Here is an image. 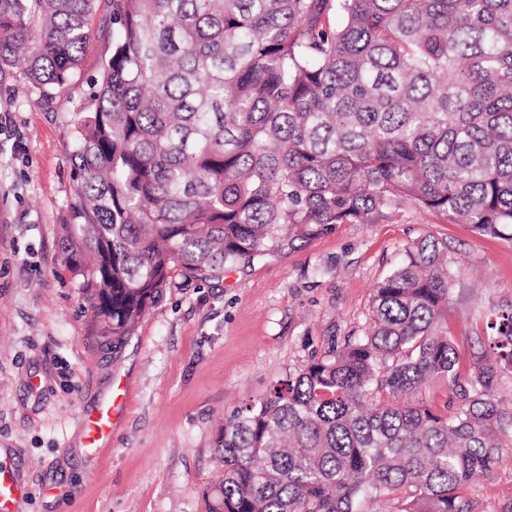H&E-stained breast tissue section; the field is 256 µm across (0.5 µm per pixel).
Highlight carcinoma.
Segmentation results:
<instances>
[{"label":"carcinoma","instance_id":"obj_1","mask_svg":"<svg viewBox=\"0 0 512 512\" xmlns=\"http://www.w3.org/2000/svg\"><path fill=\"white\" fill-rule=\"evenodd\" d=\"M102 7L61 239L100 340L133 335L175 270L218 277L395 205L512 239V0H0V74L52 98ZM450 277L446 245L415 243L363 336L227 418L208 512H474L512 451V311L462 375ZM433 379L452 413L414 399Z\"/></svg>","mask_w":512,"mask_h":512}]
</instances>
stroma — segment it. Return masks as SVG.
I'll return each instance as SVG.
<instances>
[{
	"instance_id": "35a3bbf8",
	"label": "stroma",
	"mask_w": 512,
	"mask_h": 512,
	"mask_svg": "<svg viewBox=\"0 0 512 512\" xmlns=\"http://www.w3.org/2000/svg\"><path fill=\"white\" fill-rule=\"evenodd\" d=\"M110 28L97 13L76 76L52 100L20 71L0 75V451L30 487L23 512H206L225 420L332 342L362 335L374 286L423 238L447 245L448 329L472 367L487 349L485 320L512 308V239L410 206L220 278L173 272L134 334L100 345L60 237L76 187L69 128ZM124 382L112 446L89 456L75 445L80 416ZM467 496L476 512L512 498V453Z\"/></svg>"
}]
</instances>
